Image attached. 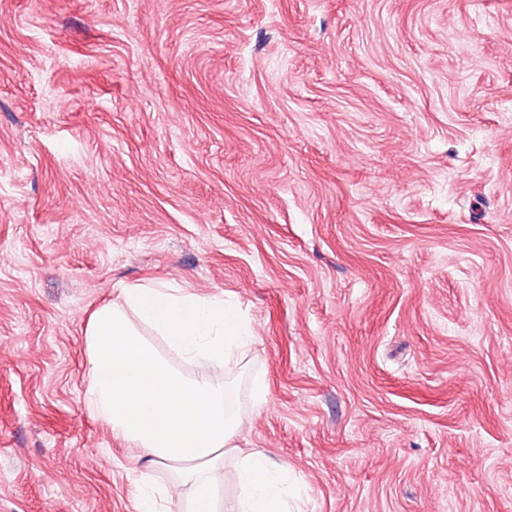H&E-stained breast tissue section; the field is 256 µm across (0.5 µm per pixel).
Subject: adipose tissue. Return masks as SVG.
I'll return each instance as SVG.
<instances>
[{
    "instance_id": "1",
    "label": "adipose tissue",
    "mask_w": 512,
    "mask_h": 512,
    "mask_svg": "<svg viewBox=\"0 0 512 512\" xmlns=\"http://www.w3.org/2000/svg\"><path fill=\"white\" fill-rule=\"evenodd\" d=\"M142 324L182 358H206L211 374L181 373L142 336ZM86 336L90 411L138 458L178 464L191 488L188 512H216L211 473L248 427L224 382L225 365L253 341L248 328L221 299L154 285L124 289L121 302L99 307ZM234 479L240 493L225 512H284V471L263 452L244 454Z\"/></svg>"
}]
</instances>
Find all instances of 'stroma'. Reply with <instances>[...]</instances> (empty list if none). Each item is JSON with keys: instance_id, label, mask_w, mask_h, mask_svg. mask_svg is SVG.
<instances>
[{"instance_id": "1", "label": "stroma", "mask_w": 512, "mask_h": 512, "mask_svg": "<svg viewBox=\"0 0 512 512\" xmlns=\"http://www.w3.org/2000/svg\"><path fill=\"white\" fill-rule=\"evenodd\" d=\"M141 284L250 325L287 512H512V0H0V512H186L85 401Z\"/></svg>"}]
</instances>
